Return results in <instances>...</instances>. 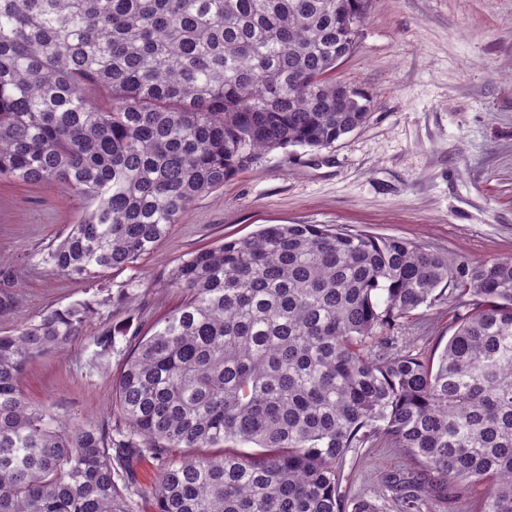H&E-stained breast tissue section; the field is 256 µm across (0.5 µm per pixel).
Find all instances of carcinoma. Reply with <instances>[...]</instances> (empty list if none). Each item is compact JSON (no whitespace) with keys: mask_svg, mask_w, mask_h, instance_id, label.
<instances>
[{"mask_svg":"<svg viewBox=\"0 0 512 512\" xmlns=\"http://www.w3.org/2000/svg\"><path fill=\"white\" fill-rule=\"evenodd\" d=\"M366 2L0 0V176L85 201L41 263L94 283L262 152L325 148L366 123L367 94L333 77ZM14 278L0 258V317ZM166 284L184 300L126 358L112 428L56 417L18 381L136 294L0 333V512H135L145 459L157 512H346L345 455L378 440L417 463L396 512L473 484L482 512H512L511 257L270 224L191 253ZM449 288L468 311L437 360L373 351ZM119 336L105 322L96 343Z\"/></svg>","mask_w":512,"mask_h":512,"instance_id":"carcinoma-1","label":"carcinoma"}]
</instances>
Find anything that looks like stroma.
<instances>
[{
  "label": "stroma",
  "mask_w": 512,
  "mask_h": 512,
  "mask_svg": "<svg viewBox=\"0 0 512 512\" xmlns=\"http://www.w3.org/2000/svg\"><path fill=\"white\" fill-rule=\"evenodd\" d=\"M338 80L361 87L368 121L329 147L262 153L223 187L198 197L166 238L129 268L89 284L52 275L43 249L76 223L84 202L57 186L0 178V257L16 270L18 304L0 318L11 331L55 308L130 288L127 339L105 351L91 323L68 350L34 359L19 383L51 413L110 424L112 385L132 337L182 302L164 285L199 248L247 236L263 224H324L349 233L408 239L451 258L512 257V0H368L353 52ZM452 295L402 320L398 349L439 354L455 331ZM403 449L381 442L350 449L343 486L348 501L388 504L387 480L412 472ZM482 487L423 498L418 512H481Z\"/></svg>",
  "instance_id": "1"
}]
</instances>
